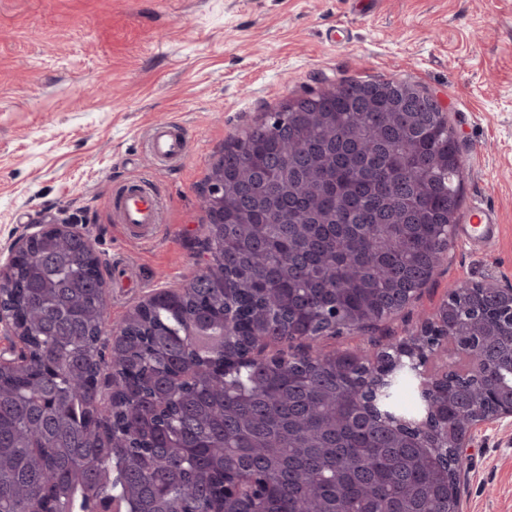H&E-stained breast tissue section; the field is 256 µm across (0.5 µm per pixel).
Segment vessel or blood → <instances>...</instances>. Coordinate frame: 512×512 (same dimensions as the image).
I'll return each mask as SVG.
<instances>
[{"label":"vessel or blood","mask_w":512,"mask_h":512,"mask_svg":"<svg viewBox=\"0 0 512 512\" xmlns=\"http://www.w3.org/2000/svg\"><path fill=\"white\" fill-rule=\"evenodd\" d=\"M149 152L161 163L181 161L187 152V141L174 126L154 127L148 137ZM113 209L125 235L138 243L155 239L164 210L161 195L144 180L117 192L112 200ZM499 226L484 208L472 207L459 227L460 235L471 245L482 248L494 242Z\"/></svg>","instance_id":"vessel-or-blood-1"}]
</instances>
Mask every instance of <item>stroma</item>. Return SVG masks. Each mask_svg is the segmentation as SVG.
Listing matches in <instances>:
<instances>
[{
	"instance_id": "35a3bbf8",
	"label": "stroma",
	"mask_w": 512,
	"mask_h": 512,
	"mask_svg": "<svg viewBox=\"0 0 512 512\" xmlns=\"http://www.w3.org/2000/svg\"><path fill=\"white\" fill-rule=\"evenodd\" d=\"M352 79L405 81L442 103L465 167L458 211L483 205L500 231L482 253L453 236L410 305L320 350L409 336L455 285L512 286V0H0V261L29 225H75L103 262L105 325L120 327L195 275L201 192L231 137L289 96ZM157 124L185 131L183 162L151 159ZM143 176L165 222L136 244L112 196ZM473 445L461 512H512V424Z\"/></svg>"
}]
</instances>
